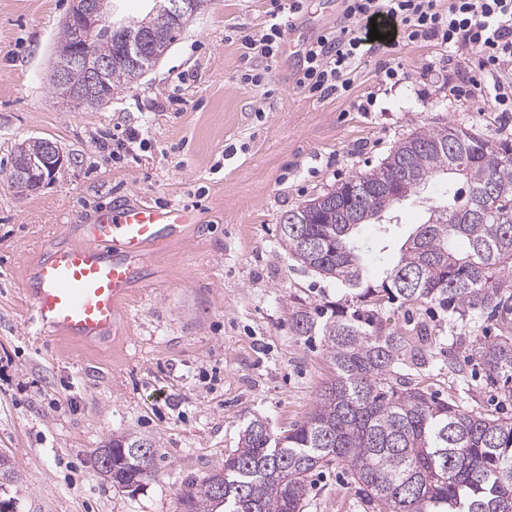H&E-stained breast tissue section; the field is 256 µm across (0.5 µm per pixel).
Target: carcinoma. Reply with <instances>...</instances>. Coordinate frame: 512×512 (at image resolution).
Wrapping results in <instances>:
<instances>
[{
  "instance_id": "1",
  "label": "carcinoma",
  "mask_w": 512,
  "mask_h": 512,
  "mask_svg": "<svg viewBox=\"0 0 512 512\" xmlns=\"http://www.w3.org/2000/svg\"><path fill=\"white\" fill-rule=\"evenodd\" d=\"M152 2L127 27L144 30L159 59L182 28L170 0ZM106 60L109 99L144 74L103 37L75 84ZM45 142L15 147L11 175L39 161ZM395 170L408 186L447 177L445 203L427 208L395 263L373 272L356 232L372 225V249L386 251L397 202L351 190H375ZM490 182L500 187L495 196L485 191ZM278 232L302 267L348 289L328 312L299 308L288 318L294 335L321 337L334 374L302 423L275 432L251 420L224 469L181 491L183 512H303L310 477L335 468L349 472L376 512H512V417L467 410L400 372L407 359L424 365L432 354L433 329L416 312L437 307L475 331L486 316L494 335L473 336L464 359L448 355V367L465 382L469 366H479L512 399V146L451 123L415 131L378 166L288 211ZM394 305L406 311L401 322L385 316ZM107 447L120 488L138 473L132 449L152 444L119 435Z\"/></svg>"
}]
</instances>
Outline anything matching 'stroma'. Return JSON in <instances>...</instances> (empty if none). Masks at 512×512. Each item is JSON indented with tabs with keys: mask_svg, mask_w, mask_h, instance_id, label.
Listing matches in <instances>:
<instances>
[{
	"mask_svg": "<svg viewBox=\"0 0 512 512\" xmlns=\"http://www.w3.org/2000/svg\"><path fill=\"white\" fill-rule=\"evenodd\" d=\"M71 0H0V455L16 473L0 489L8 512H180L193 478L221 470L254 418L276 431L309 415L332 368L317 337L295 336L298 307L343 301L338 282L296 262L278 243L285 212L377 166L420 128L452 123L512 142V112L448 93V51L367 41L352 88L323 99L296 86L301 55L278 53L261 86L241 38L263 29L272 0H211L162 59L102 108H76L50 85ZM341 18L339 0H306L293 32L308 43ZM401 58L403 82L377 69ZM375 94L371 111L356 100ZM135 127L130 150L100 149ZM55 143L67 162L54 181L20 194L14 147ZM426 184L396 209L401 244L442 199ZM186 206L196 223L151 247L143 281L112 337L80 343L28 331L24 294L34 264L78 242V227L114 201ZM426 380L440 395L512 416L481 370L463 390L448 369ZM149 439L158 472L131 493L105 482L93 452L113 436ZM303 512H374L350 477L314 474Z\"/></svg>",
	"mask_w": 512,
	"mask_h": 512,
	"instance_id": "1",
	"label": "stroma"
}]
</instances>
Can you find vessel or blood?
<instances>
[{
    "instance_id": "obj_1",
    "label": "vessel or blood",
    "mask_w": 512,
    "mask_h": 512,
    "mask_svg": "<svg viewBox=\"0 0 512 512\" xmlns=\"http://www.w3.org/2000/svg\"><path fill=\"white\" fill-rule=\"evenodd\" d=\"M181 206L156 208L122 202L81 225V240L38 259L26 290L39 333L103 342L127 314L147 249L179 227L196 223Z\"/></svg>"
}]
</instances>
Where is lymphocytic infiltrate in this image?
<instances>
[{"instance_id":"f902f5d3","label":"lymphocytic infiltrate","mask_w":512,"mask_h":512,"mask_svg":"<svg viewBox=\"0 0 512 512\" xmlns=\"http://www.w3.org/2000/svg\"><path fill=\"white\" fill-rule=\"evenodd\" d=\"M343 22L309 43L299 88L327 98L347 91L364 55V42L347 23L382 15L401 22L408 42L435 41L448 48L454 67L474 65L478 74L467 86H452L465 101L493 97L501 111L512 112V0H341ZM286 32L279 11H271L264 32L244 35L243 56L273 59Z\"/></svg>"}]
</instances>
